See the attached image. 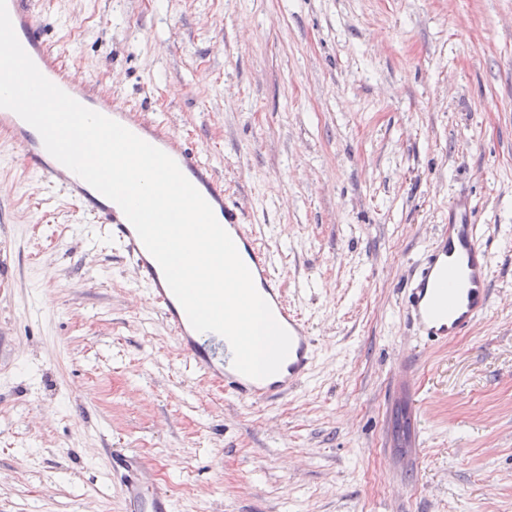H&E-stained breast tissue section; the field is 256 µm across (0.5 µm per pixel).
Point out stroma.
<instances>
[{"label": "stroma", "mask_w": 512, "mask_h": 512, "mask_svg": "<svg viewBox=\"0 0 512 512\" xmlns=\"http://www.w3.org/2000/svg\"><path fill=\"white\" fill-rule=\"evenodd\" d=\"M93 92L223 180L316 341L287 397L191 373L131 257L0 135V512H512V0H33ZM467 191L491 305L427 345L404 295ZM115 463L129 472L123 484V505L126 512H172L168 492L153 477V468L132 449L114 453Z\"/></svg>", "instance_id": "1"}]
</instances>
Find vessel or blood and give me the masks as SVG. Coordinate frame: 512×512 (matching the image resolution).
<instances>
[{"instance_id":"vessel-or-blood-1","label":"vessel or blood","mask_w":512,"mask_h":512,"mask_svg":"<svg viewBox=\"0 0 512 512\" xmlns=\"http://www.w3.org/2000/svg\"><path fill=\"white\" fill-rule=\"evenodd\" d=\"M7 9L20 44L48 80L83 106L119 122L168 154L189 175L213 211L220 213L223 227L249 268L257 291L291 335V348L280 371L263 379L238 372L233 366L231 346L223 336L193 329L160 265L146 250L119 205L104 203L89 190L86 181L60 162L50 160L44 144L29 136L27 123L15 112L0 108V128L9 130L21 146L24 163L40 178L59 185L83 211L103 219L112 239L133 257L141 284L149 299L157 304L192 373L219 383L227 395L245 405H260L287 395L310 375L315 360L314 341L306 321L289 307L277 283L273 255L259 246L252 230L244 224L241 210L225 201L223 183L204 160L172 142L160 126L146 124L136 112L90 93L85 82L75 80L63 69L45 46L29 0H7ZM472 213L468 195L460 194L453 199L448 222L441 225L412 281L406 300L407 315L420 338L426 341L445 342L463 335L490 306L492 266ZM114 460L127 472L123 484L125 512H173L168 492L155 480L152 467L134 450L116 453Z\"/></svg>"}]
</instances>
